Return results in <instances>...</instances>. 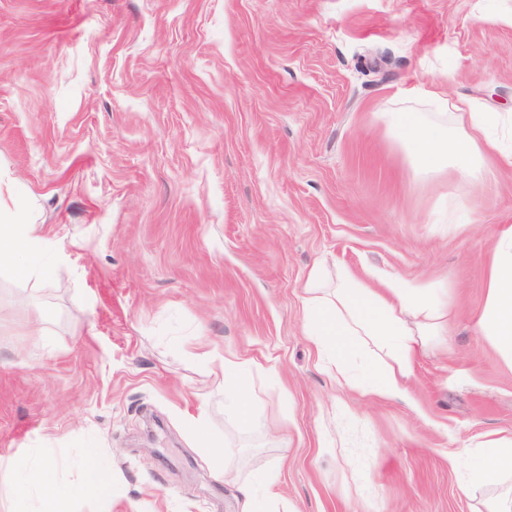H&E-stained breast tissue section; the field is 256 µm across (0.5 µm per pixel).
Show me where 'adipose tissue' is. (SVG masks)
Returning <instances> with one entry per match:
<instances>
[{"mask_svg":"<svg viewBox=\"0 0 512 512\" xmlns=\"http://www.w3.org/2000/svg\"><path fill=\"white\" fill-rule=\"evenodd\" d=\"M453 107L459 120L466 122L468 133L461 135L431 124L420 113L396 122V129L405 134L414 163L422 168L448 164L470 175L482 155L494 154L503 165L512 166V150L503 148L489 133L495 116L474 111L465 98L454 101ZM51 247L52 239L42 225L26 218L0 216V263H7L19 278L50 279L54 267L45 255ZM485 288L486 303L477 321L478 329L505 360L512 362V224L499 225L494 233ZM304 292L307 334L331 359L338 381L379 397L400 393L417 354L433 337L448 332V307L434 300L428 288L392 280L372 288L348 270L339 271L335 284L328 287L316 267L308 276ZM355 336L373 339L390 356V364H368L360 374H351L344 360ZM218 367L231 408L241 421H248L251 401L243 392L242 362L226 357L220 359ZM5 470L16 478L14 490L19 501L36 498L35 512H70L73 493L58 486L53 463L14 458L6 463ZM509 471L512 439L495 438L484 443L470 466V477L495 486Z\"/></svg>","mask_w":512,"mask_h":512,"instance_id":"ef3b65f1","label":"adipose tissue"}]
</instances>
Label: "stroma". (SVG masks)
<instances>
[{
	"label": "stroma",
	"instance_id": "obj_1",
	"mask_svg": "<svg viewBox=\"0 0 512 512\" xmlns=\"http://www.w3.org/2000/svg\"><path fill=\"white\" fill-rule=\"evenodd\" d=\"M459 96L512 114V0H0V204L62 253L47 282L0 268V461L56 462L74 512H99L90 449L112 512H243L271 467L290 512H488L456 453L512 438L475 328L512 167L416 168L393 125L456 127ZM317 264L447 289L400 397L320 359ZM243 363L235 356L225 357L219 360L218 367L224 380V394L227 395L230 406L237 417L247 422L251 416V401L243 393ZM91 466V491L103 503L102 512L111 511L112 503V476L89 454Z\"/></svg>",
	"mask_w": 512,
	"mask_h": 512
}]
</instances>
